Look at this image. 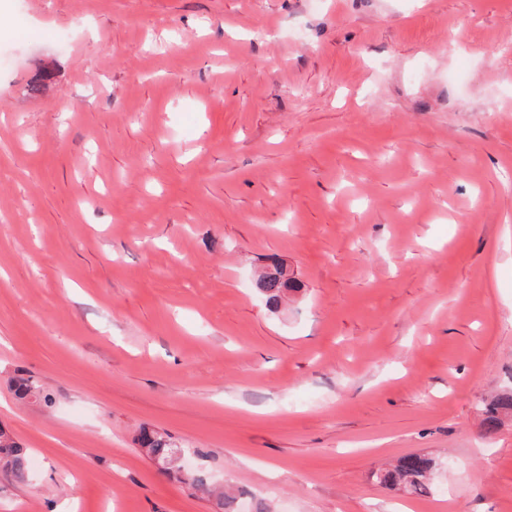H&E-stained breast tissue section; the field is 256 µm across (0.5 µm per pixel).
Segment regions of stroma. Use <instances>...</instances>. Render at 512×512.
<instances>
[{"label":"stroma","instance_id":"stroma-1","mask_svg":"<svg viewBox=\"0 0 512 512\" xmlns=\"http://www.w3.org/2000/svg\"><path fill=\"white\" fill-rule=\"evenodd\" d=\"M511 225L512 0H0V512H512ZM275 273L260 274L256 280V289L264 298L265 304L271 312H277L288 291H298L302 288L301 282L293 277H284L280 269L283 267L277 263L273 264ZM512 414V391L502 393L495 397L485 408V432L495 433L501 423L503 416ZM28 456L9 432L0 426V463L11 478L19 483L27 482L30 476ZM137 442L146 452L145 455L158 466L162 475L174 476L170 470L178 469L175 463L176 454L182 450L166 434L159 430L143 427L140 429ZM435 462L422 454H409L400 457L391 468L377 474L378 482L389 489H396L406 494L426 495L429 493V479ZM182 484L187 483L192 489L199 492L198 496L216 500L220 512H237L238 496H231L212 487L208 474L200 467L187 471L185 479L178 477Z\"/></svg>","mask_w":512,"mask_h":512}]
</instances>
